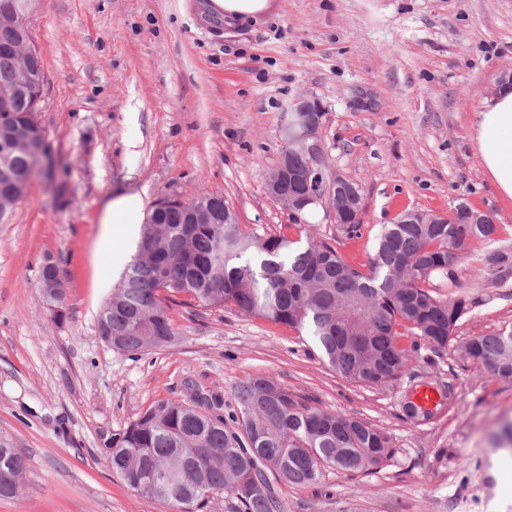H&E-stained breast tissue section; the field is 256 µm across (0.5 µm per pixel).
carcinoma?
<instances>
[{
    "label": "carcinoma",
    "instance_id": "1",
    "mask_svg": "<svg viewBox=\"0 0 512 512\" xmlns=\"http://www.w3.org/2000/svg\"><path fill=\"white\" fill-rule=\"evenodd\" d=\"M26 39L0 29V80L44 70L40 54L18 55L5 44ZM21 127L37 129L28 98L0 120V221L12 210L8 192L30 173L27 152L11 146ZM201 223L190 222L194 203L165 197L153 204L136 252L102 307L118 349L140 354L166 348L178 335L170 317L176 298L286 326L316 345L329 369L353 383L389 385L425 347L440 355L469 312L464 298L437 291L461 267L479 270L494 286L512 277V252L494 247L499 225L468 221L460 203L442 218L381 226L373 253L358 266L326 242L297 246L286 235H259L227 213L224 198L209 195ZM361 200H349L339 219L348 237L361 228ZM484 249L467 251L470 241ZM461 356L494 377L512 382V328L475 336ZM236 409L224 398L186 384L183 399L157 402L112 435V470L137 494L167 512H204L209 495L227 491L237 512H284L274 485L315 484L325 467L346 474L378 470L395 453L390 435L355 415L312 407L288 387L253 376L234 389ZM27 460L0 436V498L17 499Z\"/></svg>",
    "mask_w": 512,
    "mask_h": 512
}]
</instances>
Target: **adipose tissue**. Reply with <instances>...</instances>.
I'll return each mask as SVG.
<instances>
[{"instance_id": "ef3b65f1", "label": "adipose tissue", "mask_w": 512, "mask_h": 512, "mask_svg": "<svg viewBox=\"0 0 512 512\" xmlns=\"http://www.w3.org/2000/svg\"><path fill=\"white\" fill-rule=\"evenodd\" d=\"M471 139L492 186L512 201V87H498L476 113Z\"/></svg>"}]
</instances>
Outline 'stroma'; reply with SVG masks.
<instances>
[{"label": "stroma", "instance_id": "35a3bbf8", "mask_svg": "<svg viewBox=\"0 0 512 512\" xmlns=\"http://www.w3.org/2000/svg\"><path fill=\"white\" fill-rule=\"evenodd\" d=\"M204 0H41L30 19L44 63L37 118L64 195L34 177L0 223V433L28 459L20 499L0 512H164L112 471L101 437L121 432L186 384L224 397L267 376L320 409L385 429L395 454L367 475L323 469L311 487L280 484L285 512H512V384L455 350H420L392 385L347 381L310 340L238 313L177 304L163 351L105 344L97 316L121 278L110 256H132L127 224L101 243L107 200L139 194L223 197L246 229L336 246L366 262L381 225L406 209L491 214L512 251V203L496 194L471 138L475 114L512 68V0H270L229 25ZM326 108L324 172L356 181L360 236L339 237L333 212L292 224L266 180L280 127L298 95ZM61 270L54 311L37 286L44 256ZM473 303L455 338L512 326V281L482 285L471 269L444 284ZM421 385L447 393L434 419L402 410Z\"/></svg>", "mask_w": 512, "mask_h": 512}]
</instances>
